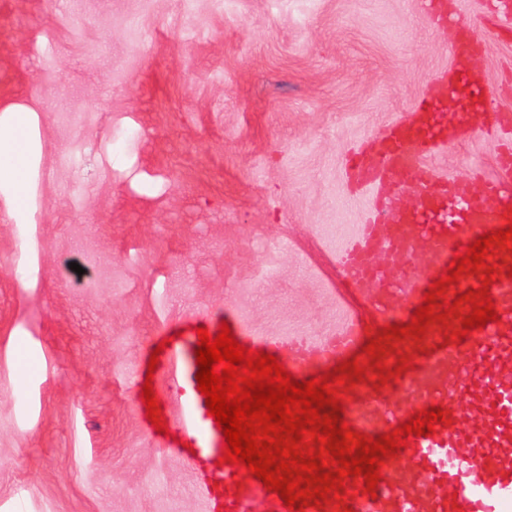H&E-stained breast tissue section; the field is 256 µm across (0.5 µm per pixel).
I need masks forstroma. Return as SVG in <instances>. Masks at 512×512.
Masks as SVG:
<instances>
[{
	"mask_svg": "<svg viewBox=\"0 0 512 512\" xmlns=\"http://www.w3.org/2000/svg\"><path fill=\"white\" fill-rule=\"evenodd\" d=\"M476 64L512 113V16ZM420 0H0V107L32 105L37 205L0 202V512H207L132 381L183 313L335 329L333 256L371 203L343 158L450 64ZM471 134L441 176L496 174ZM77 263L90 282L68 270Z\"/></svg>",
	"mask_w": 512,
	"mask_h": 512,
	"instance_id": "stroma-1",
	"label": "stroma"
}]
</instances>
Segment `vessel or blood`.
Segmentation results:
<instances>
[{
	"label": "vessel or blood",
	"mask_w": 512,
	"mask_h": 512,
	"mask_svg": "<svg viewBox=\"0 0 512 512\" xmlns=\"http://www.w3.org/2000/svg\"><path fill=\"white\" fill-rule=\"evenodd\" d=\"M429 6L433 24L456 32L452 64L428 84L404 119L346 156L351 188L372 189L374 197L361 224L336 251L339 293L356 297L383 326L394 321L397 307L414 312L436 281L444 283L433 301L437 307L482 286L498 320L455 341L470 309L464 302L433 319L424 335L391 340L377 357L360 353L366 330L354 312L330 336L246 334L232 323L236 341L276 356L298 380L314 367L336 369L356 358L364 369L361 379L339 385L337 395L350 405L346 421L359 436L393 432L435 405L444 412L434 436L412 438L399 449L406 468L390 471L391 459L383 457L374 496H367L362 477L355 476L337 495L320 505L309 503L303 512H512V240L494 245L483 267L462 270L458 283L445 279L454 255L469 242L512 223V113L492 111L497 90L470 66L481 41L475 22L463 14L450 16L442 0H430ZM455 93L463 94L465 111H447ZM475 111L497 135L498 178L486 180L477 171L438 177L428 157L446 143L449 125L471 130ZM477 182L478 192L472 189ZM407 192L414 194L416 207L404 205ZM220 325L211 314L190 311L164 329L169 344L157 370L168 382L159 397L168 431L157 432L145 418L140 424L158 447L176 449L192 468L207 512H289L251 473L217 463L225 437L198 389L195 349L197 327L214 335ZM412 351L418 357L411 361ZM392 370L401 394L396 403L377 389L381 372Z\"/></svg>",
	"instance_id": "vessel-or-blood-1"
}]
</instances>
